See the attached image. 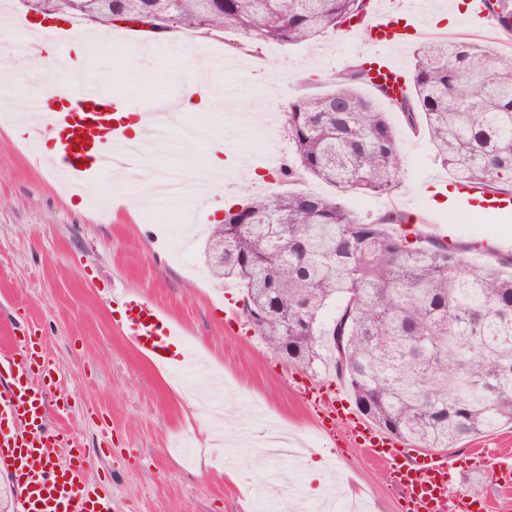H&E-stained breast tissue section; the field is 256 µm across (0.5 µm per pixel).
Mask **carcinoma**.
Returning <instances> with one entry per match:
<instances>
[{
    "label": "carcinoma",
    "mask_w": 512,
    "mask_h": 512,
    "mask_svg": "<svg viewBox=\"0 0 512 512\" xmlns=\"http://www.w3.org/2000/svg\"><path fill=\"white\" fill-rule=\"evenodd\" d=\"M368 0H112V21L248 41L304 42L368 15ZM512 37V0H491ZM332 90L288 104L295 162L344 194L402 187L399 133L374 99L360 63L327 76ZM412 133L424 131L457 180L512 193V56L478 42L422 44L401 100H388ZM403 213L365 223L337 197L288 191L254 196L212 225V273L244 292L248 317L269 347L310 367L327 360L358 411L407 442L454 448L512 424V256L475 263L433 234L410 241Z\"/></svg>",
    "instance_id": "1"
}]
</instances>
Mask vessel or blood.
<instances>
[{"mask_svg":"<svg viewBox=\"0 0 512 512\" xmlns=\"http://www.w3.org/2000/svg\"><path fill=\"white\" fill-rule=\"evenodd\" d=\"M427 12V0H386L385 8L370 13L363 25L368 40L379 48L374 85L390 96L400 95L407 85V69L397 57L398 45L406 37L420 34V22ZM30 110L38 116L43 132L66 134L67 144L62 152L50 156L48 163L66 175L71 188H80L94 175H108L113 157L132 164L124 130L111 124L105 113L51 111L39 98L32 101ZM448 208L492 215L511 212L512 194L454 180L448 184ZM112 301L122 308L124 336L148 360L162 364L158 349L178 336L177 325L155 304L124 291L113 290ZM58 384L57 370L47 361L39 336L25 333L0 351V467L13 478L18 510L115 512L111 498L88 483L87 460L72 448L67 433L46 427L49 393ZM303 393L319 408L322 431L335 436L338 411L329 384L304 387ZM347 433L371 457L384 463L406 512H471L467 496L448 492L454 473L447 457L401 446L393 436L359 419L352 420ZM62 447L68 448L69 459L58 465L54 458Z\"/></svg>","mask_w":512,"mask_h":512,"instance_id":"1","label":"vessel or blood"}]
</instances>
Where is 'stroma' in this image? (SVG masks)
Returning a JSON list of instances; mask_svg holds the SVG:
<instances>
[{
	"mask_svg": "<svg viewBox=\"0 0 512 512\" xmlns=\"http://www.w3.org/2000/svg\"><path fill=\"white\" fill-rule=\"evenodd\" d=\"M448 12L450 28L426 24L423 39L448 37L494 46L512 54V40L494 25L477 27L456 0H436ZM375 48L364 37L328 31L313 42H243L234 30L213 35L180 29L144 44L113 42L84 54V67L61 71L71 83L95 76L112 78V92H126L128 66L140 72L138 100L151 109L161 97L177 95L184 75L180 57L206 62L208 55L234 59L232 69L208 70L217 108L210 116L184 112L180 121L204 130L193 150L204 157L211 141H222L243 166L224 169V189L236 200L273 195L288 189L331 195L333 187L306 178L290 184L277 179L265 160H292L283 124L289 102L326 91L323 79L364 61ZM404 154L403 186L389 196H348L345 205L367 223L395 210L424 224L448 221L439 198L421 191L449 179L425 134L400 128ZM133 208L116 205L113 185L89 183L75 195L42 161L34 160L11 123L0 121V343L16 328L37 330L47 356L59 369L60 388L70 416L61 426L83 450L88 479L108 494L117 512H255L251 483L274 490L270 505L298 496L314 500L344 485L365 499V512H404L386 470L367 457L337 423L336 439L325 438L316 411L295 384L335 382L342 398L351 393L328 365L289 363L270 349L241 310L243 291L211 276L205 253L211 218L206 205L191 202L179 211L148 203L151 187L138 175L123 186ZM455 246L475 240L495 244V254L473 253L491 263L512 256V215L470 213L458 218ZM143 296L167 309L184 326L174 340L180 352L196 351L200 368L182 361L153 366L123 336L120 315L108 301L113 289ZM274 424L295 441L308 444L311 461L320 462L319 479L308 464L260 456L256 445L266 425ZM196 434L195 464L169 453L179 432ZM455 472L470 493L473 512H512V487L491 455H512V427L505 426L448 449Z\"/></svg>",
	"mask_w": 512,
	"mask_h": 512,
	"instance_id": "stroma-1",
	"label": "stroma"
}]
</instances>
